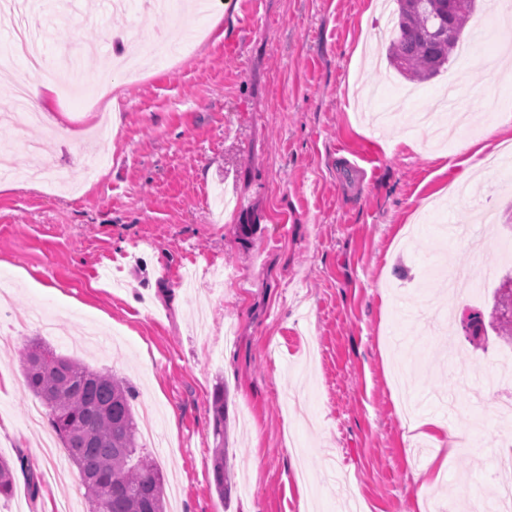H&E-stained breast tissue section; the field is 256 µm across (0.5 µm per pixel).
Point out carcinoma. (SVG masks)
<instances>
[{
    "mask_svg": "<svg viewBox=\"0 0 512 512\" xmlns=\"http://www.w3.org/2000/svg\"><path fill=\"white\" fill-rule=\"evenodd\" d=\"M398 34L389 47L394 68L424 82L451 61L475 0L463 8L449 0H397ZM495 329L512 345V272L495 292ZM23 371L29 389L48 409L51 424L68 457L77 465L86 489L89 512H164L165 487L154 458L140 442L133 408L135 392L126 379L56 354L32 342L24 349ZM214 417V482L228 493L224 469V386L216 387ZM14 475L0 458V496L11 493Z\"/></svg>",
    "mask_w": 512,
    "mask_h": 512,
    "instance_id": "obj_1",
    "label": "carcinoma"
}]
</instances>
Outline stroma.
<instances>
[{
  "mask_svg": "<svg viewBox=\"0 0 512 512\" xmlns=\"http://www.w3.org/2000/svg\"><path fill=\"white\" fill-rule=\"evenodd\" d=\"M189 19L112 9V0H49L37 24L59 52L100 74L81 45L116 53V33L145 62L113 75L100 111L54 99V123L28 127L43 172L13 151L0 178V457L15 483L0 512H56L80 473L66 452L46 456L27 426L35 403L20 356L42 339L57 353L133 381L164 434L151 455L178 492L169 512H338L324 472L334 450L357 512H467L506 473L487 451L503 428L502 394L454 375L505 355L496 334L470 342L449 316L490 313L503 275L497 242L512 241V177L462 179L474 151L498 154L512 131L488 137L512 109L500 71L512 22L476 0L462 35L474 50L447 74L412 83L375 47L372 26L396 0H212ZM218 28H211V21ZM198 37L170 58L153 34ZM118 134L94 180L85 168L102 114ZM452 259L479 298L449 300L429 266ZM236 272L216 294L184 288L185 265ZM63 329L42 336L32 307ZM276 354H269V345ZM228 391V498L214 482L211 402ZM479 445L453 451L443 478L413 481L427 456L401 422L404 407Z\"/></svg>",
  "mask_w": 512,
  "mask_h": 512,
  "instance_id": "obj_1",
  "label": "stroma"
}]
</instances>
